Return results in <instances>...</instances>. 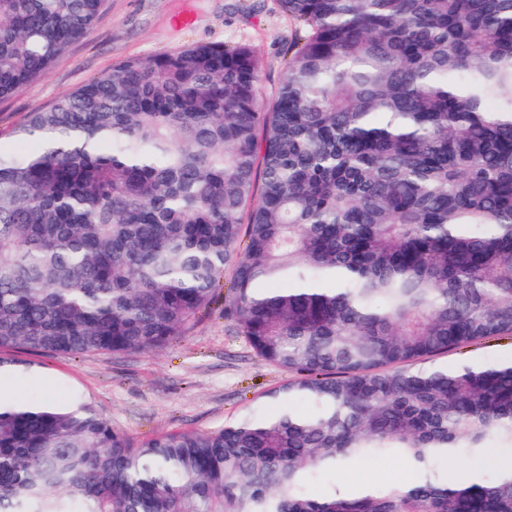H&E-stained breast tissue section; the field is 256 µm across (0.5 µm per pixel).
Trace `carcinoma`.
<instances>
[{"label":"carcinoma","mask_w":512,"mask_h":512,"mask_svg":"<svg viewBox=\"0 0 512 512\" xmlns=\"http://www.w3.org/2000/svg\"><path fill=\"white\" fill-rule=\"evenodd\" d=\"M271 102L246 45L129 58L0 150V351L157 352L224 297L304 400L138 442L92 405H0V512H512V360L407 365L512 335V0H281ZM103 0H0V98ZM288 280L290 288L270 284ZM374 456L409 483H305Z\"/></svg>","instance_id":"obj_1"}]
</instances>
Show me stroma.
I'll use <instances>...</instances> for the list:
<instances>
[{
    "label": "stroma",
    "instance_id": "1",
    "mask_svg": "<svg viewBox=\"0 0 512 512\" xmlns=\"http://www.w3.org/2000/svg\"><path fill=\"white\" fill-rule=\"evenodd\" d=\"M296 22L279 0H106L96 23L59 58L47 76L0 99V147L26 152L13 135L27 114L61 94L112 71L127 58L150 59L195 43L250 45L261 71L260 105L279 84ZM512 358V337L486 340L438 358L441 366L485 364ZM18 393L52 394L55 400L90 403L114 427L137 440L171 430H217L250 410H281L266 391L291 381V373L258 356L225 319L223 302L185 336L157 353L84 356L30 355L11 376ZM411 462L374 458L311 485L384 486L410 481Z\"/></svg>",
    "mask_w": 512,
    "mask_h": 512
}]
</instances>
